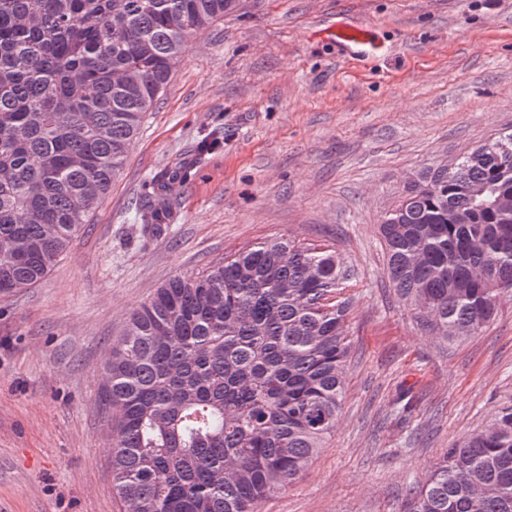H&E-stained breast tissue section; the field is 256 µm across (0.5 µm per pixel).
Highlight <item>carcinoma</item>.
Masks as SVG:
<instances>
[{
	"mask_svg": "<svg viewBox=\"0 0 512 512\" xmlns=\"http://www.w3.org/2000/svg\"><path fill=\"white\" fill-rule=\"evenodd\" d=\"M235 0H0V293L43 279L90 223L191 36ZM183 161L144 186L156 233ZM380 234L397 299L446 343L512 297V132L418 170ZM356 286L336 250L270 239L176 275L104 366L127 512H258L336 421ZM403 512H512V403L448 449Z\"/></svg>",
	"mask_w": 512,
	"mask_h": 512,
	"instance_id": "cac0c4a2",
	"label": "carcinoma"
}]
</instances>
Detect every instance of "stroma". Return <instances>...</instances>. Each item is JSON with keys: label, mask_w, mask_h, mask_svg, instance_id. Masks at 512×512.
Segmentation results:
<instances>
[{"label": "stroma", "mask_w": 512, "mask_h": 512, "mask_svg": "<svg viewBox=\"0 0 512 512\" xmlns=\"http://www.w3.org/2000/svg\"><path fill=\"white\" fill-rule=\"evenodd\" d=\"M366 30L339 50L329 25ZM512 129V0H239L197 33L90 224L31 288L0 295V512H122L102 367L176 275L272 238L327 245L356 277L336 429L260 512H400L448 449L512 402V299L443 345L385 274L379 224L422 166ZM216 129L218 147L196 154ZM171 224L134 203L177 158ZM402 389L416 399L389 415Z\"/></svg>", "instance_id": "obj_1"}]
</instances>
